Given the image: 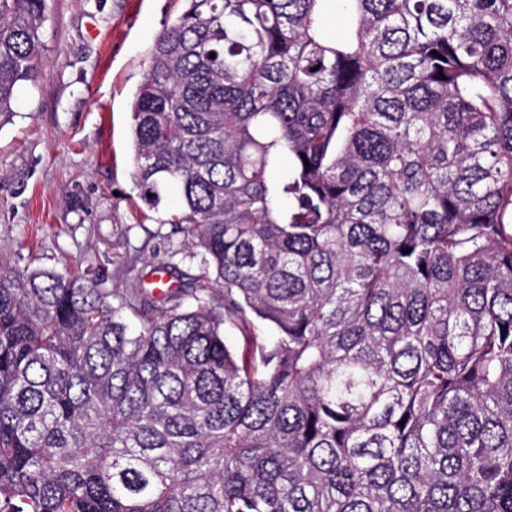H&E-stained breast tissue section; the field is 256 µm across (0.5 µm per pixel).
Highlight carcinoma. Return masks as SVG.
<instances>
[{
    "instance_id": "1",
    "label": "carcinoma",
    "mask_w": 512,
    "mask_h": 512,
    "mask_svg": "<svg viewBox=\"0 0 512 512\" xmlns=\"http://www.w3.org/2000/svg\"><path fill=\"white\" fill-rule=\"evenodd\" d=\"M185 2L131 140L199 273L0 272V512H512V0ZM335 1L331 3L325 14L324 28L327 36L336 40L342 38L347 33V26L340 2Z\"/></svg>"
}]
</instances>
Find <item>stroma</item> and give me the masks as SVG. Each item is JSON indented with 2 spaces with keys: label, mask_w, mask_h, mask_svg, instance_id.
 <instances>
[{
  "label": "stroma",
  "mask_w": 512,
  "mask_h": 512,
  "mask_svg": "<svg viewBox=\"0 0 512 512\" xmlns=\"http://www.w3.org/2000/svg\"><path fill=\"white\" fill-rule=\"evenodd\" d=\"M184 0H52L36 82L0 126V269L93 270L109 289L148 287L186 236L169 193L149 209L135 185L129 104Z\"/></svg>",
  "instance_id": "1"
}]
</instances>
